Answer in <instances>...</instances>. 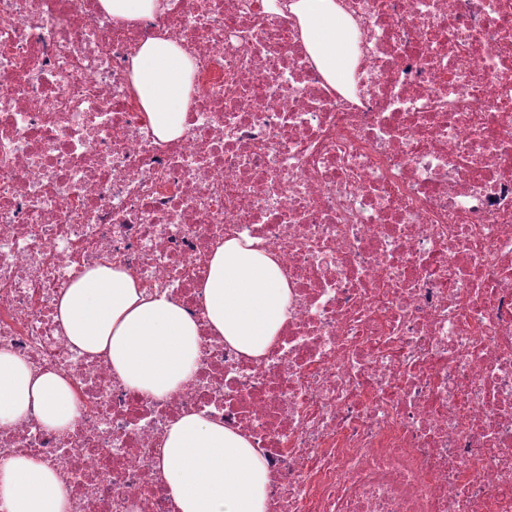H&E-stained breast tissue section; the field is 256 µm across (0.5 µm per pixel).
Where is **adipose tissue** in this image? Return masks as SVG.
Wrapping results in <instances>:
<instances>
[{"label":"adipose tissue","mask_w":512,"mask_h":512,"mask_svg":"<svg viewBox=\"0 0 512 512\" xmlns=\"http://www.w3.org/2000/svg\"><path fill=\"white\" fill-rule=\"evenodd\" d=\"M305 45L333 83L350 69L356 34L335 0H295L291 6ZM193 63L174 43L153 39L133 60L131 83L155 134L164 140L184 132ZM288 282L274 256L252 240L231 238L218 246L203 285L213 331L251 356H262L286 318ZM73 346L108 352L116 375L144 392L176 389L191 374L198 353L194 320L163 293H148L129 271L105 264L89 269L58 303ZM72 391L51 370L34 372L0 350V424L36 411L44 425L66 429ZM164 477L179 512H266L265 460L243 436L196 414L168 426L162 444ZM0 496L15 512H69L57 473L41 462L16 457L0 473Z\"/></svg>","instance_id":"adipose-tissue-1"}]
</instances>
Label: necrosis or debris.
I'll return each mask as SVG.
<instances>
[{
	"mask_svg": "<svg viewBox=\"0 0 512 512\" xmlns=\"http://www.w3.org/2000/svg\"><path fill=\"white\" fill-rule=\"evenodd\" d=\"M291 3L0 0V349L73 392L66 431L0 424V471L38 460L72 512H179L161 445L195 413L265 460L266 512H512V0H336L344 86ZM155 38L195 63L168 141L131 89ZM229 238L288 282L257 358L200 289ZM107 256L196 322L176 390L70 343L57 302ZM105 9L117 18L135 19L151 14L157 0H101Z\"/></svg>",
	"mask_w": 512,
	"mask_h": 512,
	"instance_id": "obj_1",
	"label": "necrosis or debris"
}]
</instances>
